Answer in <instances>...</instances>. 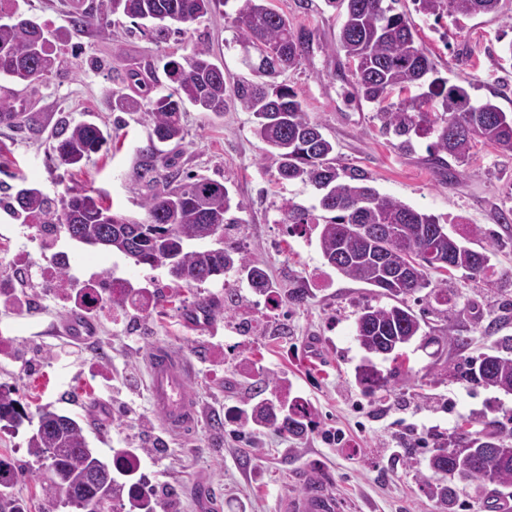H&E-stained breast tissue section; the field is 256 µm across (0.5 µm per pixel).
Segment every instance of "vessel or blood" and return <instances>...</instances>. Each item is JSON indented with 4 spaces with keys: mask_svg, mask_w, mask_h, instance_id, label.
<instances>
[{
    "mask_svg": "<svg viewBox=\"0 0 512 512\" xmlns=\"http://www.w3.org/2000/svg\"><path fill=\"white\" fill-rule=\"evenodd\" d=\"M150 395L165 428L179 433L196 422V405L190 398L186 381L188 364L169 349L156 348L149 361ZM300 494L287 496L279 503V512H339L341 504L320 470H308Z\"/></svg>",
    "mask_w": 512,
    "mask_h": 512,
    "instance_id": "b4317fda",
    "label": "vessel or blood"
}]
</instances>
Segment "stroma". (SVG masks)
<instances>
[{"label": "stroma", "mask_w": 512, "mask_h": 512, "mask_svg": "<svg viewBox=\"0 0 512 512\" xmlns=\"http://www.w3.org/2000/svg\"><path fill=\"white\" fill-rule=\"evenodd\" d=\"M99 0H18L21 12L49 31L69 26L75 4L95 8ZM310 41L301 64L281 80L293 88L308 117L320 123L336 147L338 164L363 170L380 194L442 217L449 234L473 248L492 250L493 276L475 279L463 271L430 270L432 282L448 284V315H440L427 292L409 298L424 314L428 335L462 337L459 347L431 345L415 338L403 349V364H376L390 378L387 389L366 392L356 380L365 357L355 339L357 311L385 306L377 288L345 278L328 267L316 225L288 227L281 208L315 204L310 184L282 182L266 145L253 133L252 117L240 108L218 116L186 106L184 138L160 147V160L180 173L230 186L243 200L239 221L225 244L246 251L266 269L269 295L248 285L237 288V305L220 315L208 309L224 292L223 277L203 283H175L166 267L135 265L119 253L71 240L64 228L42 234L32 224L0 211V254L49 265L52 253H67L80 278L118 273L163 294V304L137 315L87 318L57 300L52 281L19 275L16 264L0 261V286L14 302H0V338L9 346L0 356V390L27 405L30 416L48 405L79 417L89 447L104 459L117 448L145 449L141 467L159 502L175 494L182 512H277L279 498L301 491L306 470L319 467L340 499L343 512H443L426 491L434 474L426 460L436 448H453L462 431H512V394L465 377L469 362L500 337L512 336V224L499 221L512 209V154L477 146L465 164L435 163L427 139L414 152L397 148L385 134L374 104L355 94L350 67L335 50L343 22L325 0H269ZM501 15L434 19L416 12L412 0H397L416 27V41L439 76L466 87L474 101L494 102L512 116V60L502 52L512 42V0ZM233 5H217L184 34L164 43L132 19L115 17L110 37L88 30L59 49L60 68L30 84L0 79V98L22 108L24 126L0 123V197L26 182L50 197L89 193L121 214L144 219L147 195L163 191L148 183L142 164L152 143L146 112H124L115 99H142L141 85L127 78L141 72L144 82L163 88L166 54L183 56L210 48L229 80L251 78L236 41ZM93 121L110 132L107 146L80 167L52 157L58 119ZM304 289L301 305L290 293ZM162 346L190 366L188 388L198 420L185 433L167 431L149 399L148 362ZM274 378L287 398L298 397L310 411L304 434L288 436L272 428L239 440L234 417L251 408L254 383ZM344 431L346 447L321 441L328 428ZM34 424L0 430V457L19 470L14 486L26 512H63L43 496L34 479L36 463L27 440ZM457 512H488L487 503L512 501V486L453 481Z\"/></svg>", "instance_id": "1"}]
</instances>
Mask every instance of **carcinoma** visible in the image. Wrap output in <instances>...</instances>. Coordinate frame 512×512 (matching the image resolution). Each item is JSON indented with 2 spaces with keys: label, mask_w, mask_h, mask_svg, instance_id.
I'll use <instances>...</instances> for the list:
<instances>
[{
  "label": "carcinoma",
  "mask_w": 512,
  "mask_h": 512,
  "mask_svg": "<svg viewBox=\"0 0 512 512\" xmlns=\"http://www.w3.org/2000/svg\"><path fill=\"white\" fill-rule=\"evenodd\" d=\"M220 0H100L96 13L73 16L71 28L56 35L69 40L96 28L111 32L112 17L123 15L142 21L162 43L182 26L205 17ZM237 42L251 50L247 64L255 79L229 81L201 45L188 56L170 57L164 71L172 83L169 93L149 101L151 136L159 143L181 140V113L186 104L204 112L222 114L229 105L252 113L254 134L268 147L282 180L309 182L321 191L318 205L306 208L288 203L284 224L320 225L319 246L324 260L337 273L381 289L394 300L391 306H365L355 321L356 340L368 357L356 378L367 391L387 386L388 377L372 357L400 351L413 338L424 335L423 318L408 298L430 289L435 300L448 302L445 286L431 287L427 270H463L473 277H488L491 258L450 236L439 218L394 198L380 195L368 185L360 169L336 164L334 145L322 126L309 119L296 91L279 82L281 73L305 58L309 34L295 30L288 17L270 8L266 0H235ZM385 0H326L340 9L344 20L336 38L337 50L353 63L357 95L376 105L382 130L393 134L397 147L414 149L413 137L432 138L427 149L438 162L449 155L467 162L478 143L512 154V117L486 101L472 103L468 90L435 72L416 42L404 13H396ZM416 10L437 18L443 14L469 17L501 13V0H414ZM0 78L25 83L43 78L58 68L51 39L35 20L16 7H0ZM428 90L401 102H388L395 91H410L423 84ZM54 151L64 165L78 166L100 151L109 133L93 122L64 124L55 134ZM168 189L146 197V218L138 220L112 212L95 197L83 193L55 201L40 188L20 184L0 208L25 224H61L70 239L86 246L118 252L136 265L169 264V275L187 285L202 283L230 271L246 273L252 287L267 292L272 284L266 272L238 248L224 245V225L239 223L234 212L243 203L229 188L205 177L160 175ZM470 378L486 387L512 393V345L495 344L469 367ZM269 383L259 382L254 397L257 413L251 420L290 436L307 427L306 417L264 397ZM28 414L23 404L0 391V427L17 428ZM512 432L476 431L463 437L462 448H440L427 460L434 473L493 485L512 484ZM27 448L44 471L39 483L43 494L68 512H116L115 504L129 494L130 481L120 484L113 473L94 474L100 457L88 447L81 421L51 409L39 413L37 429ZM430 497L448 512H455L456 494L447 484H426Z\"/></svg>",
  "instance_id": "carcinoma-1"
}]
</instances>
